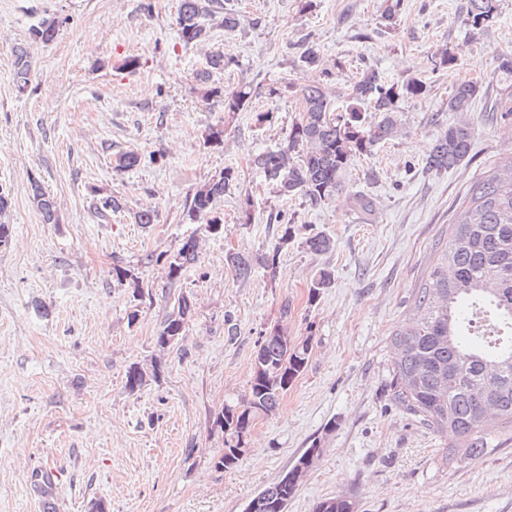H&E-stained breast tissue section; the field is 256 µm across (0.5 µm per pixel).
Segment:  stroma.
<instances>
[{
  "instance_id": "stroma-1",
  "label": "stroma",
  "mask_w": 512,
  "mask_h": 512,
  "mask_svg": "<svg viewBox=\"0 0 512 512\" xmlns=\"http://www.w3.org/2000/svg\"><path fill=\"white\" fill-rule=\"evenodd\" d=\"M179 3L0 0V189L11 198L10 239L0 246V512H89L98 499L109 512H245L314 443L320 453L288 512H312L334 496L351 500L354 512H512V429L491 426L482 457L445 465L442 450L455 436L396 406L386 387L397 359L390 335L412 320L440 239L469 187L512 157V118L492 109L504 88L499 59L512 53V0H497L495 22L480 30L466 21L467 0H403L390 23L385 0H224L240 28H213L197 46L179 38ZM52 15L63 21L57 37L36 41L34 28ZM306 44L332 68L337 94L367 68L428 86L424 96L400 99L399 132L353 162L348 191L317 206L281 203L251 166L299 115L296 97L273 98L268 89L312 82L315 71L299 60ZM17 45L33 61L22 93ZM441 49L454 66L435 67ZM216 50L237 59L216 85H251L248 110L227 114L196 85L195 72ZM132 57L137 68L124 69ZM464 80L483 93L470 112L449 111L448 96ZM263 112L269 120L257 123ZM460 120L472 127L469 156L426 171L430 146ZM217 126L223 143H207ZM126 151L142 161L116 171ZM227 166L240 188L219 203L224 232L214 236L185 220V204ZM36 183L54 199L58 223H44ZM356 191L372 198L371 215L355 211ZM111 195L122 197L123 210L99 216L95 203ZM281 208L295 215L285 246L267 221ZM143 209L156 212L154 224L136 223ZM316 232L333 238V251L303 248ZM192 235L199 259L170 281L153 257ZM230 251L278 252L275 275L260 268L237 281ZM117 265L138 276L143 300L113 278ZM323 268L334 281L309 301ZM182 295L194 315L178 343L160 350L156 336ZM278 321L292 339L311 340L308 367L274 415L254 422L237 465L216 469L225 438L217 416L247 395L259 333ZM155 359L159 377L129 391L128 368ZM50 466L59 477L47 503L33 477Z\"/></svg>"
}]
</instances>
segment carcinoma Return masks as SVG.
<instances>
[{
    "instance_id": "obj_1",
    "label": "carcinoma",
    "mask_w": 512,
    "mask_h": 512,
    "mask_svg": "<svg viewBox=\"0 0 512 512\" xmlns=\"http://www.w3.org/2000/svg\"><path fill=\"white\" fill-rule=\"evenodd\" d=\"M496 0H468L467 21L478 29L494 22ZM234 31L241 18L225 10L222 0H180L177 28L180 39L196 45L208 38L209 22ZM62 20L44 18L33 35L42 43L53 41ZM14 80L19 92L31 81L32 61L27 48L12 49ZM305 65L320 70L316 80L297 91L302 112L288 128L284 140L275 148L262 151L251 160L278 197L291 200L299 196L312 206L319 205L348 190V174L354 160L373 152L392 139L400 127L398 103L404 97H420L425 83L414 79L389 84L375 69L363 72L350 92L340 100L332 94L333 72L320 68L319 52L305 48L300 55ZM235 64L232 56L214 51L207 66L194 80L208 97L224 96V111L233 114L246 110L252 99V87L245 84L230 93H222L213 77ZM499 71L509 81L506 95L497 110L512 115V56L505 54ZM481 92L474 81H462L448 96V111L467 112ZM378 119L365 116L367 110ZM472 128L450 124L435 139L425 158V168L440 172L458 165L470 153ZM239 186L238 174L226 167L197 187L186 211L188 220L204 221L205 232L224 233L223 218L216 203ZM33 200L47 224L58 221L53 198L32 184ZM306 250L324 254L334 248L328 235L318 232L303 240ZM278 252L257 259L241 253H229L226 262L238 280H248L255 265L274 276ZM164 260L168 276L175 280L182 271L198 261L197 239L193 236L169 253L148 260ZM113 275L133 288V297H144L139 278L131 270L114 267ZM332 272L320 270L313 278L309 299L316 300L330 287ZM193 303L186 296L167 316L156 336V345L165 350L186 330L193 316ZM267 337L256 342L248 395L241 402L224 405L218 423L224 429V454L215 463L218 469L235 466L242 454L253 422L271 416L293 382L307 369L311 339L295 343L277 324L264 329ZM398 359L390 373L388 387L393 399L441 435L453 433L455 448L448 451L449 464L463 458L475 459L487 449L488 428L480 415L483 392L498 391L500 426L512 425V157L488 171L469 189L454 222L448 226V241L441 263L432 269L414 296V320L391 335ZM507 362L490 374L486 362L497 358ZM160 365L146 371L132 365L126 373V387L134 392L146 377H158ZM298 485L280 478L267 485L253 501L266 507L258 512H286ZM313 512H354L345 497H330L315 504Z\"/></svg>"
}]
</instances>
